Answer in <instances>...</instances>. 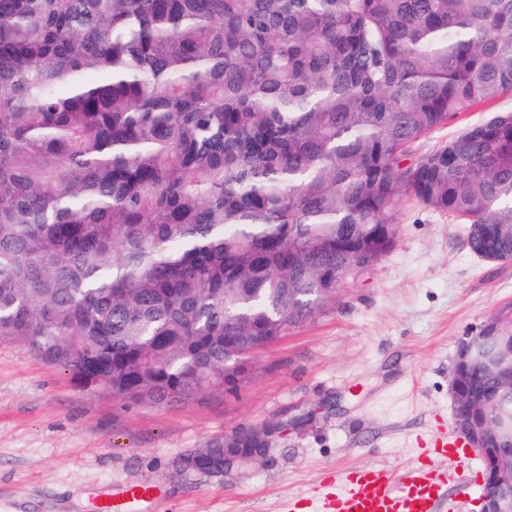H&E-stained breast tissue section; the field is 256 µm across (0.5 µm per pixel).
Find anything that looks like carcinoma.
Segmentation results:
<instances>
[{
  "label": "carcinoma",
  "mask_w": 512,
  "mask_h": 512,
  "mask_svg": "<svg viewBox=\"0 0 512 512\" xmlns=\"http://www.w3.org/2000/svg\"><path fill=\"white\" fill-rule=\"evenodd\" d=\"M505 95L512 0H0V339L173 403L336 304L406 196L512 251V110L406 163ZM465 393L512 424L511 380ZM505 110H512V97L510 96L501 97L482 108L459 113L448 118L444 124L426 134L411 147L407 162L416 161L433 149L448 143L462 129L483 121L491 112Z\"/></svg>",
  "instance_id": "1"
}]
</instances>
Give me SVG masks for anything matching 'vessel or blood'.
<instances>
[{
  "label": "vessel or blood",
  "instance_id": "b4317fda",
  "mask_svg": "<svg viewBox=\"0 0 512 512\" xmlns=\"http://www.w3.org/2000/svg\"><path fill=\"white\" fill-rule=\"evenodd\" d=\"M470 457L465 440L455 433L437 436L430 448L401 470L388 467L350 468L335 472L325 484L322 503L297 495L289 498L288 512H434L442 488L466 473ZM161 495L142 483H125L97 499V512H143Z\"/></svg>",
  "mask_w": 512,
  "mask_h": 512
}]
</instances>
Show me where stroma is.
Instances as JSON below:
<instances>
[{
	"mask_svg": "<svg viewBox=\"0 0 512 512\" xmlns=\"http://www.w3.org/2000/svg\"><path fill=\"white\" fill-rule=\"evenodd\" d=\"M512 97L457 114L411 148L418 160ZM396 243L334 308L255 357L235 391L174 405L90 392L0 339V512H92L127 482L163 491L155 512H280L346 468H403L450 430L448 374L459 340L512 302V261L473 254L464 225L406 198ZM280 423L257 460L218 473L188 458L242 427Z\"/></svg>",
	"mask_w": 512,
	"mask_h": 512,
	"instance_id": "obj_1",
	"label": "stroma"
}]
</instances>
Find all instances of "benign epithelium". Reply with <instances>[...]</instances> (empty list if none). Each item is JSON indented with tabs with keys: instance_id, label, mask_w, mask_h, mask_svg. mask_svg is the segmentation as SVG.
<instances>
[{
	"instance_id": "7a95c632",
	"label": "benign epithelium",
	"mask_w": 512,
	"mask_h": 512,
	"mask_svg": "<svg viewBox=\"0 0 512 512\" xmlns=\"http://www.w3.org/2000/svg\"><path fill=\"white\" fill-rule=\"evenodd\" d=\"M470 367L482 368L502 378H512V353H499L485 348L477 342V336L464 337L458 344L450 374L449 386L453 397L452 424L462 434L484 465V479L488 490L480 498V512H512V437L487 416L480 415L485 401L479 396H467L458 386L459 371ZM279 436V427L268 424L264 428H246L234 438L238 448L224 449V461L210 458V454L187 460L193 467L201 459L209 463L207 470L228 469L242 459H259Z\"/></svg>"
}]
</instances>
